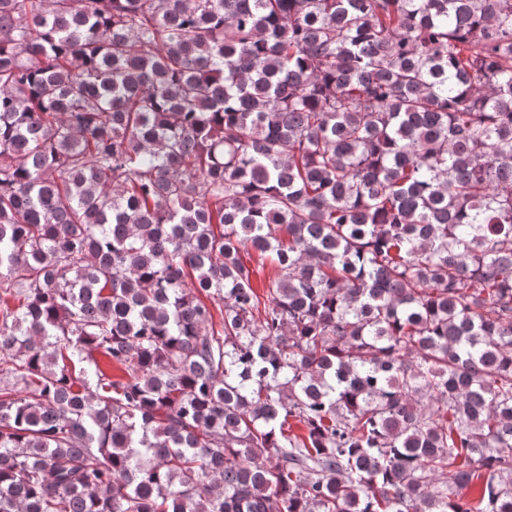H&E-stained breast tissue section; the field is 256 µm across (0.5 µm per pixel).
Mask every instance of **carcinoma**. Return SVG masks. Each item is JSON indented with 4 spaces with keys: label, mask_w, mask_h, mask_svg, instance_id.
Masks as SVG:
<instances>
[{
    "label": "carcinoma",
    "mask_w": 512,
    "mask_h": 512,
    "mask_svg": "<svg viewBox=\"0 0 512 512\" xmlns=\"http://www.w3.org/2000/svg\"><path fill=\"white\" fill-rule=\"evenodd\" d=\"M0 512H512V0H0Z\"/></svg>",
    "instance_id": "1"
}]
</instances>
